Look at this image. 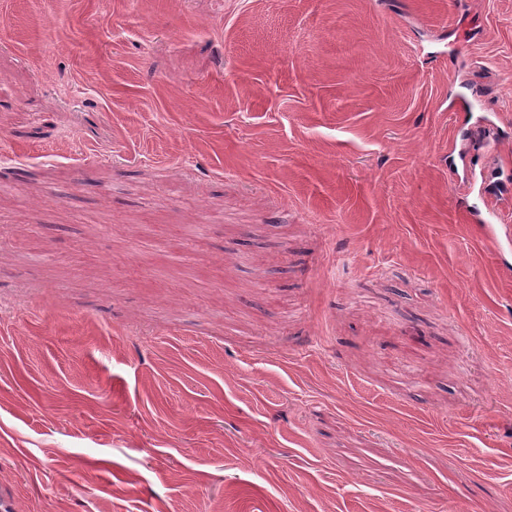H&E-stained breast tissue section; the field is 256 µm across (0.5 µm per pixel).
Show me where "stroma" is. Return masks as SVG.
Returning <instances> with one entry per match:
<instances>
[{"label": "stroma", "mask_w": 512, "mask_h": 512, "mask_svg": "<svg viewBox=\"0 0 512 512\" xmlns=\"http://www.w3.org/2000/svg\"><path fill=\"white\" fill-rule=\"evenodd\" d=\"M0 499L512 512V0H0Z\"/></svg>", "instance_id": "35a3bbf8"}]
</instances>
